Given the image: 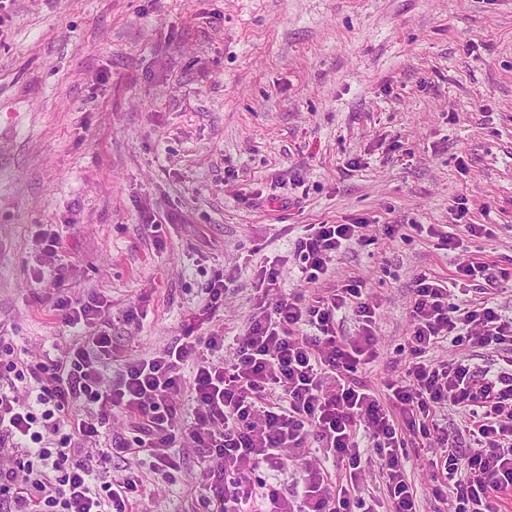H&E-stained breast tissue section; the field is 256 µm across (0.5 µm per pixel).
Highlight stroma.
<instances>
[{
  "label": "stroma",
  "instance_id": "1",
  "mask_svg": "<svg viewBox=\"0 0 512 512\" xmlns=\"http://www.w3.org/2000/svg\"><path fill=\"white\" fill-rule=\"evenodd\" d=\"M460 202L493 233L441 249ZM360 222L323 286L359 280L377 304V357L354 377L379 392L410 360L417 275L512 269V0H0V353L75 344L32 280L41 267L108 312L114 377L182 336L239 334L266 263L311 295L303 225ZM45 230L62 243L48 258ZM220 272L224 305L202 313ZM511 356L430 352L475 368ZM438 424L466 459L468 413ZM432 457L410 451L419 510L452 512L430 490ZM130 471L149 491L137 512H182L148 467L113 459L112 478Z\"/></svg>",
  "mask_w": 512,
  "mask_h": 512
}]
</instances>
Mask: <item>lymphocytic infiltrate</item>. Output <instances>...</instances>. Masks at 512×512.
Listing matches in <instances>:
<instances>
[{"mask_svg":"<svg viewBox=\"0 0 512 512\" xmlns=\"http://www.w3.org/2000/svg\"><path fill=\"white\" fill-rule=\"evenodd\" d=\"M361 236L358 224L306 225L294 243L301 281L320 283L336 254ZM457 276L483 281L482 297L459 306L440 280L424 273L414 282L411 360L404 377L387 386L397 419L352 378L376 355L377 312L360 281L305 297L282 289L275 269H261L265 290L231 357L222 354L221 334L187 336L129 359L111 380L101 369L112 357V337L100 303L61 293L62 279L54 277V316L78 342L66 358L4 366L15 381L0 383V512H132L140 480L110 478L112 459L137 458L172 484L180 468L175 449L186 436L205 458L201 512H375L354 490L367 461L383 474L390 512H417L405 435L430 440L431 423L450 404L468 411L477 447L463 463L441 453L431 464L432 492L450 497L454 512H494L490 492L512 488V368L479 372L460 361L431 363L428 354L447 341L481 349L512 343V317L503 318L492 298L512 273L471 262ZM348 310L360 332L343 341L335 325ZM308 330L313 338L300 340ZM183 397L192 404L187 423ZM119 414L130 420V438L99 447L103 428ZM287 454L319 460L288 497L278 488ZM333 466L344 484L333 482Z\"/></svg>","mask_w":512,"mask_h":512,"instance_id":"lymphocytic-infiltrate-1","label":"lymphocytic infiltrate"}]
</instances>
